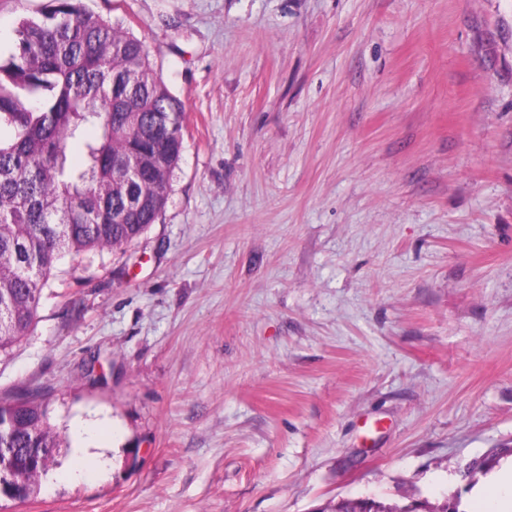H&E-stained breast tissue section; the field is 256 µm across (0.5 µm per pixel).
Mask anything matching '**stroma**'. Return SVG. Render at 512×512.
<instances>
[{
  "label": "stroma",
  "instance_id": "obj_1",
  "mask_svg": "<svg viewBox=\"0 0 512 512\" xmlns=\"http://www.w3.org/2000/svg\"><path fill=\"white\" fill-rule=\"evenodd\" d=\"M46 3L0 0L1 52ZM84 3L144 41L184 151L0 353L69 442L0 512H469L512 466V0ZM79 422L110 466L70 481ZM319 512H459L458 504L430 503L428 500L411 501L408 504L386 503L371 499L341 498L330 501Z\"/></svg>",
  "mask_w": 512,
  "mask_h": 512
}]
</instances>
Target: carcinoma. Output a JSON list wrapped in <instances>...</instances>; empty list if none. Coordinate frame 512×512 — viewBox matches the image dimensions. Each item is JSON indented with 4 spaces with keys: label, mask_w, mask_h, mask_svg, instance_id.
I'll return each instance as SVG.
<instances>
[{
    "label": "carcinoma",
    "mask_w": 512,
    "mask_h": 512,
    "mask_svg": "<svg viewBox=\"0 0 512 512\" xmlns=\"http://www.w3.org/2000/svg\"><path fill=\"white\" fill-rule=\"evenodd\" d=\"M185 112L145 43L89 10L48 0L0 55V352L34 327L42 291L69 255L117 251L165 210ZM81 146L71 161L68 145ZM0 463L36 497L60 433L34 398L0 401ZM321 512H458V504L341 498Z\"/></svg>",
    "instance_id": "obj_1"
}]
</instances>
